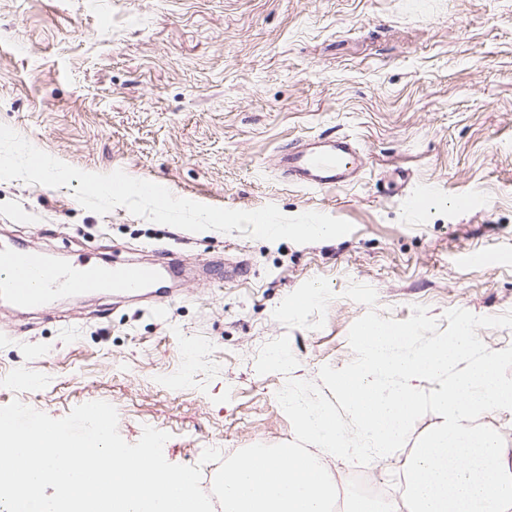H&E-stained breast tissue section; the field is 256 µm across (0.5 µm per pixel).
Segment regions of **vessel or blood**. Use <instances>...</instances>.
Returning a JSON list of instances; mask_svg holds the SVG:
<instances>
[{
  "label": "vessel or blood",
  "instance_id": "vessel-or-blood-1",
  "mask_svg": "<svg viewBox=\"0 0 512 512\" xmlns=\"http://www.w3.org/2000/svg\"><path fill=\"white\" fill-rule=\"evenodd\" d=\"M290 182L314 190L350 184L365 166V155L349 136L297 143L275 157ZM163 269L154 262L102 264L83 254L61 267L32 246L0 247V301L14 310L46 312L59 293L135 296L161 280Z\"/></svg>",
  "mask_w": 512,
  "mask_h": 512
}]
</instances>
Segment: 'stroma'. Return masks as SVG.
<instances>
[{"instance_id":"35a3bbf8","label":"stroma","mask_w":512,"mask_h":512,"mask_svg":"<svg viewBox=\"0 0 512 512\" xmlns=\"http://www.w3.org/2000/svg\"><path fill=\"white\" fill-rule=\"evenodd\" d=\"M0 124L80 170H116L203 204L316 211L351 233L310 244L100 215L0 181V244L117 263L174 252L172 298L68 295L50 313L0 306V407L59 419L105 401L136 443L169 433L173 464L214 447L293 441L277 401L354 354L352 324L427 307L512 310V0H0ZM347 134L367 164L316 191L282 148ZM245 265L237 273V265ZM211 491L218 463L201 464Z\"/></svg>"}]
</instances>
